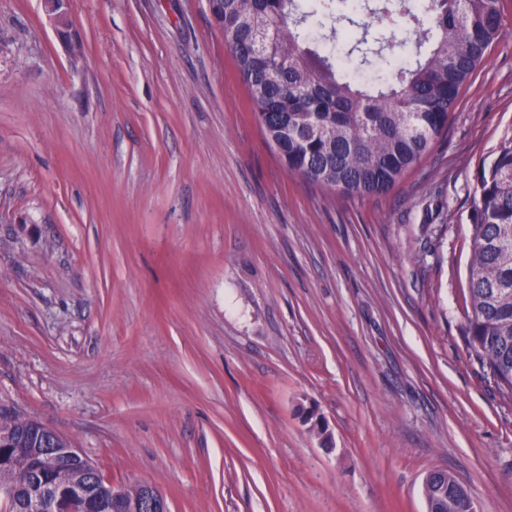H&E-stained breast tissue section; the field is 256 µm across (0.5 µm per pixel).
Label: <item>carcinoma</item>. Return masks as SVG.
<instances>
[{
	"mask_svg": "<svg viewBox=\"0 0 512 512\" xmlns=\"http://www.w3.org/2000/svg\"><path fill=\"white\" fill-rule=\"evenodd\" d=\"M221 32L248 87L268 144L289 172L341 194L370 195L392 187L448 126L461 89L487 50L504 37L502 0H427L412 16L418 52L390 63V79L368 87L351 79L349 61L398 44L366 22L347 55L308 44L304 27L316 12L299 0H220ZM465 330L469 347L512 398V137L477 176ZM50 430L0 400V488L15 491L10 512H41L39 488H86L84 460L45 458ZM17 448L33 450L15 465ZM434 512H469L474 500L451 474L424 487Z\"/></svg>",
	"mask_w": 512,
	"mask_h": 512,
	"instance_id": "1",
	"label": "carcinoma"
}]
</instances>
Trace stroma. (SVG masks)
<instances>
[{"label":"stroma","mask_w":512,"mask_h":512,"mask_svg":"<svg viewBox=\"0 0 512 512\" xmlns=\"http://www.w3.org/2000/svg\"><path fill=\"white\" fill-rule=\"evenodd\" d=\"M506 35L381 194L288 172L208 0H0V398L170 512H512V400L469 349ZM321 417L331 445L321 444ZM438 484L437 489L433 484L424 487V494L430 498L435 512H469L471 507L476 511L471 494L451 474L439 475Z\"/></svg>","instance_id":"stroma-1"}]
</instances>
